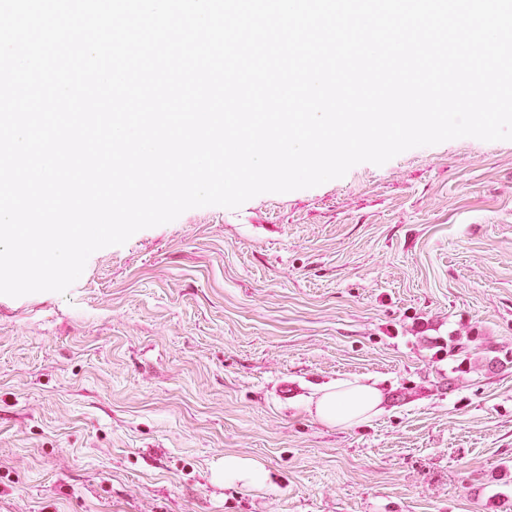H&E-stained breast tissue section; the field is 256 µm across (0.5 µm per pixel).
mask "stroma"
Instances as JSON below:
<instances>
[{
	"instance_id": "35a3bbf8",
	"label": "stroma",
	"mask_w": 512,
	"mask_h": 512,
	"mask_svg": "<svg viewBox=\"0 0 512 512\" xmlns=\"http://www.w3.org/2000/svg\"><path fill=\"white\" fill-rule=\"evenodd\" d=\"M476 329L512 350V140L187 210L0 295V512H507L512 366L441 353ZM339 382L382 412L318 420ZM228 454L265 486L213 484ZM483 336H479V333H476L475 336H467L465 341H461V339H457L454 337H449L448 339V366H450V370L448 371V382L452 384V381L455 380L453 376L456 374L457 376L468 374L474 370H477L476 363L472 359L471 351L473 349H477L479 347H486V344Z\"/></svg>"
}]
</instances>
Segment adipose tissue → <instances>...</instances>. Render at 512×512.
<instances>
[{
	"label": "adipose tissue",
	"mask_w": 512,
	"mask_h": 512,
	"mask_svg": "<svg viewBox=\"0 0 512 512\" xmlns=\"http://www.w3.org/2000/svg\"><path fill=\"white\" fill-rule=\"evenodd\" d=\"M383 402V395L372 385L339 383L319 397L315 414L325 423L349 426L380 413ZM212 471L216 482L246 490L262 489L267 481L264 464L252 457L225 456L214 464Z\"/></svg>",
	"instance_id": "obj_1"
}]
</instances>
